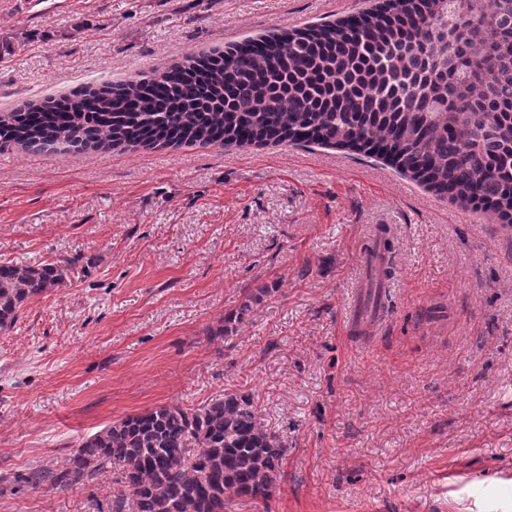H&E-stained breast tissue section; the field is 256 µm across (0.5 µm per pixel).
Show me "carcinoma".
<instances>
[{
    "label": "carcinoma",
    "mask_w": 512,
    "mask_h": 512,
    "mask_svg": "<svg viewBox=\"0 0 512 512\" xmlns=\"http://www.w3.org/2000/svg\"><path fill=\"white\" fill-rule=\"evenodd\" d=\"M464 9L494 22L491 43L472 30L448 53V75L411 81L435 31L456 30ZM217 143L318 144L375 156L512 224V0H386L337 22L0 112V151ZM78 262L0 263V332ZM268 292L243 295L212 336L232 333ZM287 453L288 438L261 422L254 398L225 391L197 407L167 404L116 419L35 482L69 488L110 469L112 512H126L130 498L137 512H230L237 499L271 498Z\"/></svg>",
    "instance_id": "1"
}]
</instances>
